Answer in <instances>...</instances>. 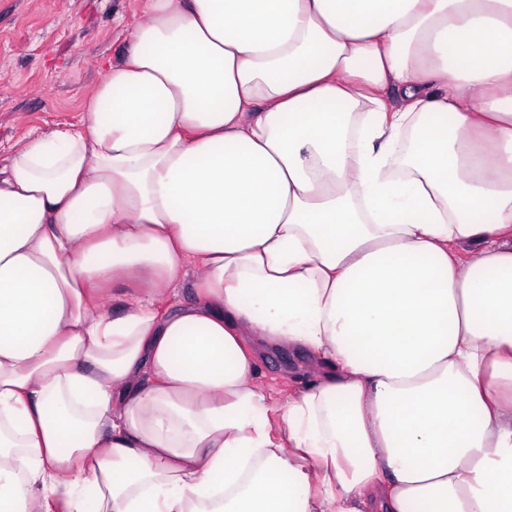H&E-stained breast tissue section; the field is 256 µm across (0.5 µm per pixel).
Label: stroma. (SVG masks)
Wrapping results in <instances>:
<instances>
[{
    "instance_id": "1",
    "label": "stroma",
    "mask_w": 512,
    "mask_h": 512,
    "mask_svg": "<svg viewBox=\"0 0 512 512\" xmlns=\"http://www.w3.org/2000/svg\"><path fill=\"white\" fill-rule=\"evenodd\" d=\"M142 0H0V164L24 138L78 122L82 101L121 61ZM303 353L271 349L260 382L278 398L301 388Z\"/></svg>"
}]
</instances>
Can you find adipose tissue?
<instances>
[{"label": "adipose tissue", "mask_w": 512, "mask_h": 512, "mask_svg": "<svg viewBox=\"0 0 512 512\" xmlns=\"http://www.w3.org/2000/svg\"><path fill=\"white\" fill-rule=\"evenodd\" d=\"M144 15L0 166V512H512V0ZM309 366L306 355L288 349H270L266 351L265 360L259 370V381L272 388L280 400L288 397V390L302 386V377Z\"/></svg>", "instance_id": "obj_1"}]
</instances>
